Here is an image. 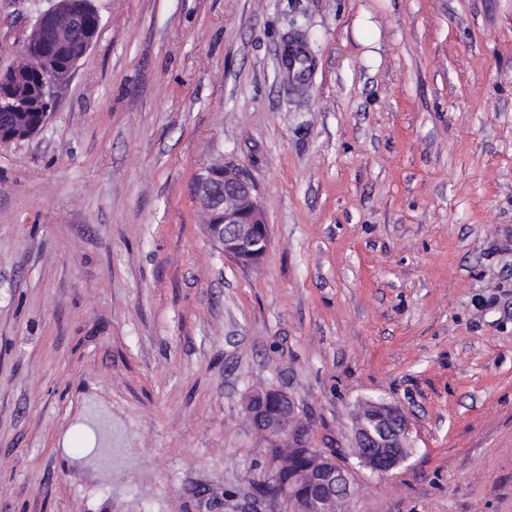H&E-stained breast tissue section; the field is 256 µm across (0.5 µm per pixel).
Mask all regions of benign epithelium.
Masks as SVG:
<instances>
[{
    "label": "benign epithelium",
    "instance_id": "obj_1",
    "mask_svg": "<svg viewBox=\"0 0 512 512\" xmlns=\"http://www.w3.org/2000/svg\"><path fill=\"white\" fill-rule=\"evenodd\" d=\"M96 14L93 0H52L36 17L21 47V60L10 66L12 73L19 80L30 78L32 65L39 62L43 64L38 69L40 83L58 93L98 36L99 27L86 24ZM80 28L85 34L82 53L59 64L57 59L66 55L71 32ZM23 108L24 103L18 101L12 119L0 116L1 144L25 139ZM195 196L208 219L206 232L224 257L243 267L260 266L268 250L270 229L254 181L234 164H214L197 178ZM243 409L254 429L284 454L304 451V462L293 478L275 484L272 492L268 491L271 481H265L257 488L258 498L283 502L289 512L346 509L354 494L351 470L336 452L308 446V422L291 393L275 387L251 388L244 396ZM352 430L351 455L373 473L388 476L412 456L407 416L383 400H361L352 413Z\"/></svg>",
    "mask_w": 512,
    "mask_h": 512
}]
</instances>
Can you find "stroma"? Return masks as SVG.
<instances>
[{"label": "stroma", "instance_id": "obj_1", "mask_svg": "<svg viewBox=\"0 0 512 512\" xmlns=\"http://www.w3.org/2000/svg\"><path fill=\"white\" fill-rule=\"evenodd\" d=\"M94 4L55 112L0 145V512H236L254 386L346 458L348 512H512V0ZM44 5L0 0V68ZM218 162L259 187L260 267L205 233ZM365 398L409 417L395 475L346 457Z\"/></svg>", "mask_w": 512, "mask_h": 512}]
</instances>
